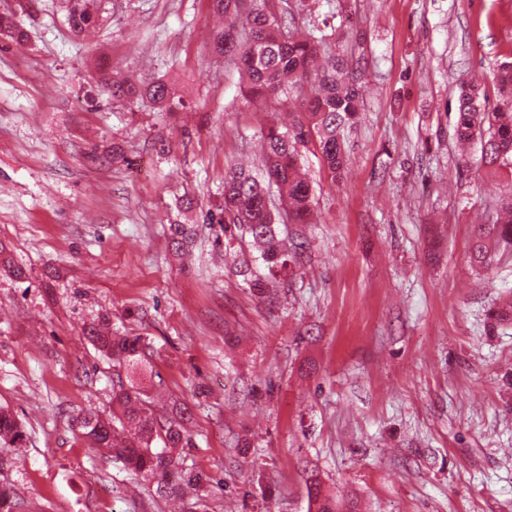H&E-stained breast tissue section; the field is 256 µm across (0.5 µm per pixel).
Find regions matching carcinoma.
<instances>
[{
  "label": "carcinoma",
  "instance_id": "cac0c4a2",
  "mask_svg": "<svg viewBox=\"0 0 512 512\" xmlns=\"http://www.w3.org/2000/svg\"><path fill=\"white\" fill-rule=\"evenodd\" d=\"M224 13V28L213 34L215 53L238 64L246 78L247 95L264 100L287 88H298L314 78L317 86L286 131L274 127L264 134V169L252 175L238 167L224 173V201L219 213H209L208 221L222 232L236 229L263 247V258L273 267L288 265V249L280 237L279 219L286 216L304 224L311 214V186L298 171L299 147L313 142L330 178L342 179L347 165L345 135L356 122L362 99L360 61L338 55L319 27L301 35L288 30V18L274 8L276 0H215ZM501 96L512 99V65L496 74ZM112 97L134 103L148 98L159 106L171 98L161 80L128 78L105 81ZM455 134L460 141L479 139L482 158L488 166L512 165V104L491 112L479 109L473 88H463L458 98ZM277 189L286 204L284 212L263 202ZM171 242L182 249L192 238L193 229L185 224L170 225ZM500 244L512 246V189L501 206L498 223L478 228L472 258L479 265L491 259ZM18 280L25 270L14 264L0 244V270ZM83 332L94 347L112 359L117 383L112 386L109 412L95 408L72 416L77 435L89 447L115 454L137 478L153 482L157 491L168 496H185L202 490L208 479L180 463L176 449L190 445L186 424L191 419L187 405H174L167 416L156 415L152 397L137 385L147 369L149 343L142 336H114L109 318L103 316L86 324ZM25 430L17 418L0 407V446L21 448ZM309 509L336 512V498L318 484L308 489Z\"/></svg>",
  "mask_w": 512,
  "mask_h": 512
}]
</instances>
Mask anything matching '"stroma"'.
Listing matches in <instances>:
<instances>
[{
    "label": "stroma",
    "mask_w": 512,
    "mask_h": 512,
    "mask_svg": "<svg viewBox=\"0 0 512 512\" xmlns=\"http://www.w3.org/2000/svg\"><path fill=\"white\" fill-rule=\"evenodd\" d=\"M105 3L80 34L70 0H0L27 34L0 35V242L27 271H0V406L26 431L0 484L22 512H308L315 481L356 512H512V247L470 259L512 174L454 132L461 88L501 102L512 0H288L366 63L347 175L303 150L313 216L281 225L273 270L205 218L300 98L244 99L208 51L214 0ZM116 71L166 82L170 109L104 96ZM173 224L195 231L179 251ZM102 315L146 337L157 414L191 406L181 457L209 495L165 499L73 432L112 395L81 332Z\"/></svg>",
    "instance_id": "35a3bbf8"
}]
</instances>
